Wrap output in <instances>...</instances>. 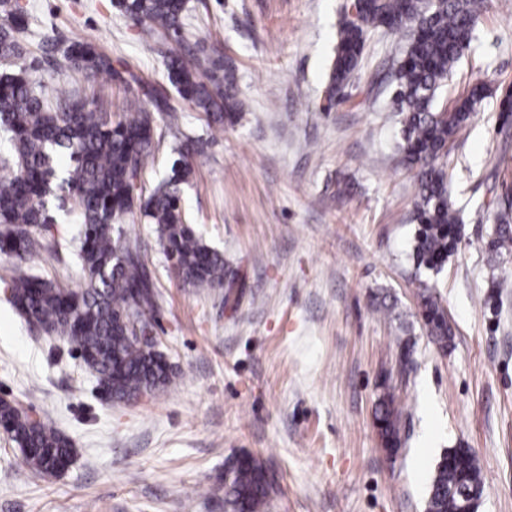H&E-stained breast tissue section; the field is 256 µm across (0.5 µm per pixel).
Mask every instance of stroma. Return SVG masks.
<instances>
[{
    "label": "stroma",
    "instance_id": "35a3bbf8",
    "mask_svg": "<svg viewBox=\"0 0 512 512\" xmlns=\"http://www.w3.org/2000/svg\"><path fill=\"white\" fill-rule=\"evenodd\" d=\"M39 91L66 89L124 112L143 85L169 89L152 39L113 0H20ZM346 0H188L183 42L236 70L237 124L213 132L179 96V130L201 141L182 205L224 254L230 289L183 284L154 225L127 218L159 291L155 334L175 374L153 397L115 404L70 346L35 340L0 289V398L47 410L74 448L54 477L0 431V512H224V466L256 456L277 488L266 512H425L434 466L462 446L480 459L476 512H512V253L489 251L491 199L512 190V130L497 98L512 83V0H484L470 50L441 103L478 81L487 97L448 144L461 239L444 271H416L412 172L385 72L404 40L375 31L327 106ZM93 44L96 77L45 62L44 39ZM435 284L454 338L440 350L419 315ZM401 410L388 453L383 390Z\"/></svg>",
    "mask_w": 512,
    "mask_h": 512
}]
</instances>
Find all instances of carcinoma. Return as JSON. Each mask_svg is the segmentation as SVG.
<instances>
[{"instance_id":"obj_1","label":"carcinoma","mask_w":512,"mask_h":512,"mask_svg":"<svg viewBox=\"0 0 512 512\" xmlns=\"http://www.w3.org/2000/svg\"><path fill=\"white\" fill-rule=\"evenodd\" d=\"M187 0H119L118 7L143 26L149 37L178 41ZM483 0H362L358 19L339 31L328 90L338 99L358 70L368 34L378 29L404 32L407 41L391 73L393 104L402 115L401 162L414 170L417 224L411 256L417 268L439 273L460 239V217L449 202L445 158L448 142L485 97L473 85L453 110L438 105L456 65L470 48ZM0 131L9 149L0 153V255L15 261L5 282L10 302L38 337L52 336L74 347L110 399L126 402L152 396L173 383L164 355L141 344L135 327L155 328L159 294L138 248L114 236V223L139 214L155 225L161 246L179 279L196 288H222L224 255L202 242L181 205L180 185L190 168L186 157L198 149L192 139L179 141L167 179L139 192L155 149L152 113L133 106L118 120L65 91L48 98L34 91L35 63L17 66L27 50L22 33L27 11L18 0H0ZM62 55L68 66L93 77L109 68L89 44L41 47ZM170 84L180 97L204 112L208 126L224 127L239 119L235 68L219 59L171 51L165 56ZM158 114L177 121L165 92L143 87ZM59 201L64 217L75 214L73 237L82 283L77 289L29 273L24 265L49 249L59 219L50 202ZM490 251H512V221L496 218ZM420 316L427 334L442 350L452 328L438 296L423 283ZM375 419L386 448L400 444L399 410L394 396L383 393ZM0 425L24 452L26 464L55 476L70 462V441L45 417L0 398ZM485 487L481 466L468 448H450L435 466L426 512H476ZM273 492L269 474L250 453L230 459L224 478V512H261Z\"/></svg>"}]
</instances>
